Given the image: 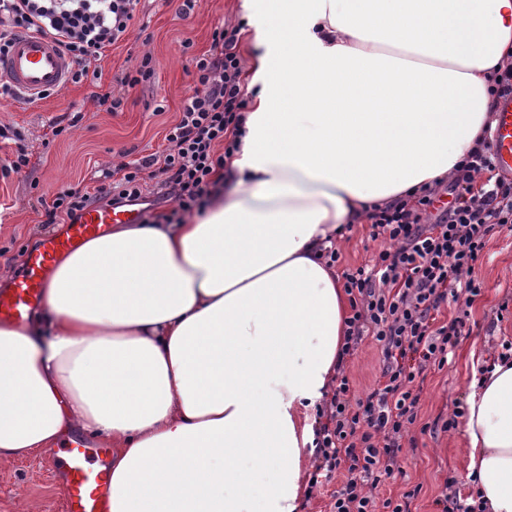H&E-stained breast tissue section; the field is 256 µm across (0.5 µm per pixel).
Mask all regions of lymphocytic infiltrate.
<instances>
[{
	"label": "lymphocytic infiltrate",
	"instance_id": "1",
	"mask_svg": "<svg viewBox=\"0 0 512 512\" xmlns=\"http://www.w3.org/2000/svg\"><path fill=\"white\" fill-rule=\"evenodd\" d=\"M140 0H0V52L20 30L52 39L71 63L69 80H87L104 52L124 41L134 27ZM237 27L214 30L208 51L191 56L193 86L178 121L165 136L162 154L117 166L112 203L138 200L145 178L158 179L173 200L161 224L181 223L185 214L206 209L220 180L224 157L233 153L247 106L245 62L236 50ZM492 129L459 161L448 186L422 187L413 203L373 207L366 214L371 237L380 243L369 263L343 271L351 314L339 353L336 388L325 423L315 433L317 466L310 487L344 478L330 495L329 512H412L419 494L381 495L394 474L403 439L417 421L427 371L444 367L471 333L467 305L482 293L474 278L491 239L512 225V179L497 172ZM223 154H216V146ZM454 202L436 208L440 191ZM83 188L66 183L45 206L47 223L77 219L92 203ZM464 302L442 318L448 302ZM372 340L382 366L373 383L357 389L346 373L360 345Z\"/></svg>",
	"mask_w": 512,
	"mask_h": 512
}]
</instances>
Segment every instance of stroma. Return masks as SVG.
I'll return each instance as SVG.
<instances>
[{
  "mask_svg": "<svg viewBox=\"0 0 512 512\" xmlns=\"http://www.w3.org/2000/svg\"><path fill=\"white\" fill-rule=\"evenodd\" d=\"M243 2L200 0L195 14L184 19L177 14L180 0H142L145 31L132 32L127 41L106 51L98 83L65 84L33 106L0 102V166L20 150L28 157L22 174L0 175V273L16 275L42 239L60 232V225L45 223L40 197L50 196L64 183L90 189L111 184L112 165L123 155L135 159L164 149V136L178 120L192 85L190 55L209 50L216 27L239 24ZM186 42L191 45L187 52L182 49ZM146 52L153 57L154 81L123 90L122 78ZM112 90L127 93L123 110L116 113L106 111L91 97L92 92ZM159 102L164 103V111H155ZM58 121L68 123L69 128L56 136L52 126ZM370 233L366 224L346 231L337 244L342 254L340 268H355L369 259L377 247ZM475 276L483 290L470 309L473 331L448 365L429 371L419 424L411 431L415 443L405 446L400 455L405 475L385 485L395 495L408 486H420L416 512H437L434 499L448 477L457 478L462 495L472 491L462 430L432 433L422 431L421 426L448 418L456 404L465 403L475 371L470 349L488 356L501 339L512 338V313L502 322L494 320L498 306L512 299V231H503L490 242ZM53 458L49 452L0 461V512H66Z\"/></svg>",
  "mask_w": 512,
  "mask_h": 512,
  "instance_id": "obj_1",
  "label": "stroma"
}]
</instances>
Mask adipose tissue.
<instances>
[{"label": "adipose tissue", "instance_id": "adipose-tissue-1", "mask_svg": "<svg viewBox=\"0 0 512 512\" xmlns=\"http://www.w3.org/2000/svg\"><path fill=\"white\" fill-rule=\"evenodd\" d=\"M244 7L260 53L223 191L185 224L112 225L0 321V460L96 436L108 512H297L346 329L325 250L496 123L512 0ZM463 434L487 512H512V362L473 383Z\"/></svg>", "mask_w": 512, "mask_h": 512}]
</instances>
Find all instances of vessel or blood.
I'll return each instance as SVG.
<instances>
[{"label":"vessel or blood","mask_w":512,"mask_h":512,"mask_svg":"<svg viewBox=\"0 0 512 512\" xmlns=\"http://www.w3.org/2000/svg\"><path fill=\"white\" fill-rule=\"evenodd\" d=\"M68 60L50 39L29 32L18 33L8 53L0 55V80L9 81L24 103L33 105L39 93L64 85ZM493 152L499 171L512 177V95L501 99L493 134ZM136 209L91 207L63 232L47 236L28 253L24 267L11 288L0 291V319L24 323L42 300L45 279L56 259L72 252L112 224H134ZM67 491L68 512H106L110 475L102 459L79 440L67 445L58 461Z\"/></svg>","instance_id":"b4317fda"}]
</instances>
